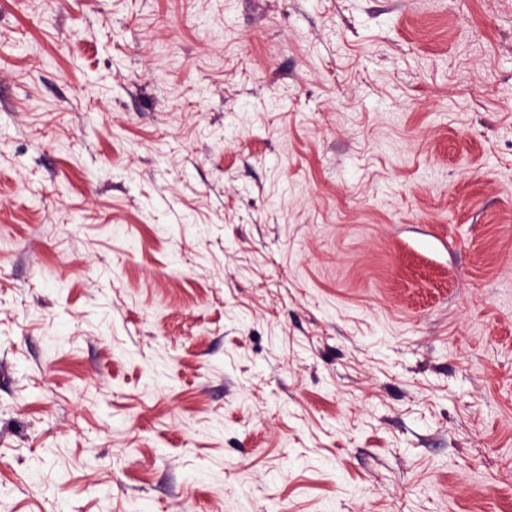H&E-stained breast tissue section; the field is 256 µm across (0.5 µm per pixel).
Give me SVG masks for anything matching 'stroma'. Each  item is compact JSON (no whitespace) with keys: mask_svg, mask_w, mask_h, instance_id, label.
<instances>
[{"mask_svg":"<svg viewBox=\"0 0 512 512\" xmlns=\"http://www.w3.org/2000/svg\"><path fill=\"white\" fill-rule=\"evenodd\" d=\"M0 512H512V0H0Z\"/></svg>","mask_w":512,"mask_h":512,"instance_id":"obj_1","label":"stroma"}]
</instances>
